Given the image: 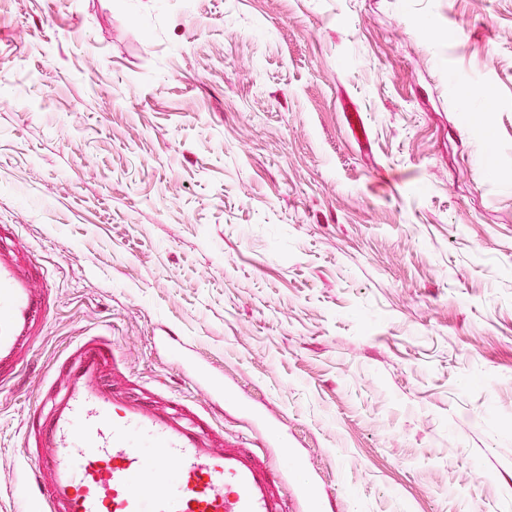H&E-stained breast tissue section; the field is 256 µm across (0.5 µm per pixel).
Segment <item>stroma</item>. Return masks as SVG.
Returning <instances> with one entry per match:
<instances>
[{
	"instance_id": "obj_1",
	"label": "stroma",
	"mask_w": 512,
	"mask_h": 512,
	"mask_svg": "<svg viewBox=\"0 0 512 512\" xmlns=\"http://www.w3.org/2000/svg\"><path fill=\"white\" fill-rule=\"evenodd\" d=\"M0 224L56 297L0 512L93 332L327 512H512V0H0Z\"/></svg>"
}]
</instances>
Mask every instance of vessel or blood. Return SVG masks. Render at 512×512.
Segmentation results:
<instances>
[{"label":"vessel or blood","instance_id":"1","mask_svg":"<svg viewBox=\"0 0 512 512\" xmlns=\"http://www.w3.org/2000/svg\"><path fill=\"white\" fill-rule=\"evenodd\" d=\"M40 260L0 231V386L23 366L55 306ZM111 338L84 337L59 363L65 389L33 412L30 457L47 512H290L281 488L287 455L261 456L206 417L118 392ZM299 512H322L308 483Z\"/></svg>","mask_w":512,"mask_h":512}]
</instances>
